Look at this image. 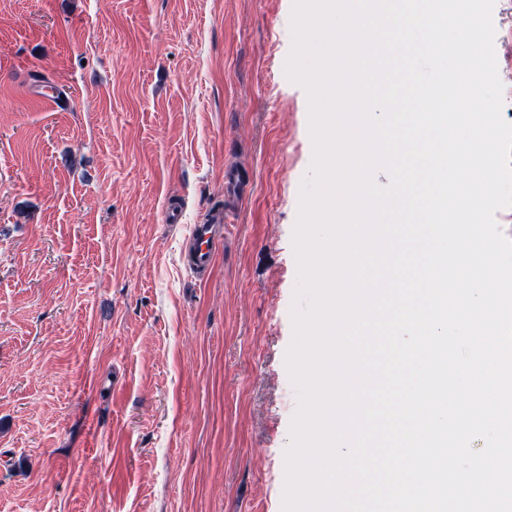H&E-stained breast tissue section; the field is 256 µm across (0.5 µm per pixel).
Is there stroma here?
Instances as JSON below:
<instances>
[{"label":"stroma","instance_id":"35a3bbf8","mask_svg":"<svg viewBox=\"0 0 512 512\" xmlns=\"http://www.w3.org/2000/svg\"><path fill=\"white\" fill-rule=\"evenodd\" d=\"M293 8L0 0V512H284L314 159ZM207 222L191 225L189 233L192 248L187 254L186 261L191 268L199 272H206L213 268L215 262L214 224L224 223L223 210H214Z\"/></svg>","mask_w":512,"mask_h":512}]
</instances>
